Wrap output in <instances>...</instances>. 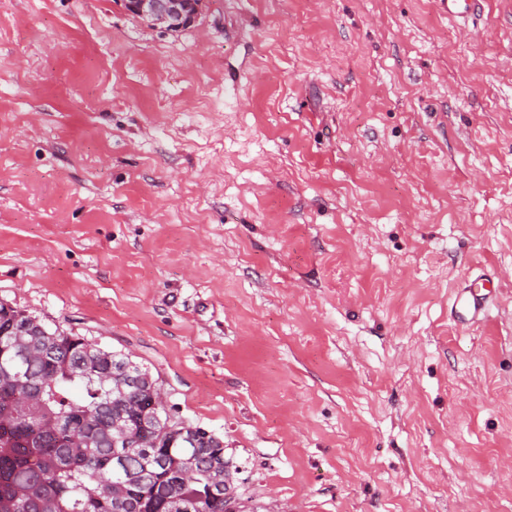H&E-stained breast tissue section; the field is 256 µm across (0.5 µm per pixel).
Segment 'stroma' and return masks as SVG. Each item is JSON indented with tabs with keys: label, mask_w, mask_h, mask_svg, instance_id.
Masks as SVG:
<instances>
[{
	"label": "stroma",
	"mask_w": 512,
	"mask_h": 512,
	"mask_svg": "<svg viewBox=\"0 0 512 512\" xmlns=\"http://www.w3.org/2000/svg\"><path fill=\"white\" fill-rule=\"evenodd\" d=\"M0 301L256 512H512V0H0ZM126 11L147 21L174 31L191 24L197 14L199 2L195 0H124ZM486 294L481 291H474L473 289L464 290L457 297V305L459 308L471 315L472 319H477L486 308Z\"/></svg>",
	"instance_id": "35a3bbf8"
}]
</instances>
